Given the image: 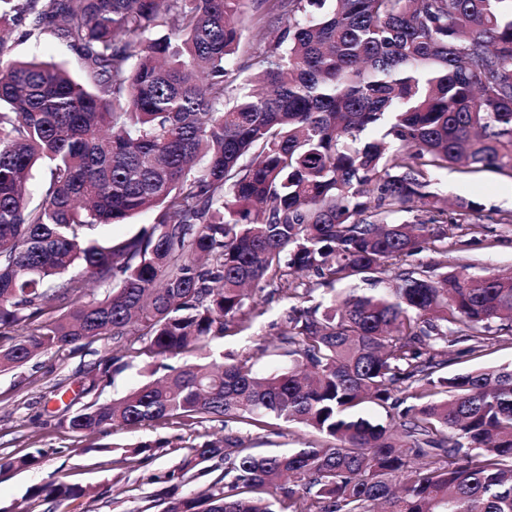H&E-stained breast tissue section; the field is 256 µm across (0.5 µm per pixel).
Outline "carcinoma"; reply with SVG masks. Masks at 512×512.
Wrapping results in <instances>:
<instances>
[{
  "label": "carcinoma",
  "mask_w": 512,
  "mask_h": 512,
  "mask_svg": "<svg viewBox=\"0 0 512 512\" xmlns=\"http://www.w3.org/2000/svg\"><path fill=\"white\" fill-rule=\"evenodd\" d=\"M244 2L0 0V370L110 339L102 374L145 356L154 379L86 404L75 433L216 416L328 439H207L166 479L220 454L224 476L162 512H512V363L444 374L512 332V273L448 269V199L428 190L450 166L512 174V0H259L261 47L240 63ZM19 27L86 78L10 58ZM146 212L127 238L92 236ZM425 249L441 272L402 268ZM301 272L373 288L291 307L285 368L218 360L211 344L263 315L247 289L308 302ZM91 282L112 289L86 301ZM188 351L201 360L165 363ZM239 435L256 453L266 454L298 448L300 442L317 439V436L309 433L297 424H281L274 431L257 429L250 425L233 424Z\"/></svg>",
  "instance_id": "cac0c4a2"
}]
</instances>
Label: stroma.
<instances>
[{
    "mask_svg": "<svg viewBox=\"0 0 512 512\" xmlns=\"http://www.w3.org/2000/svg\"><path fill=\"white\" fill-rule=\"evenodd\" d=\"M12 56H37L63 64L75 77L84 75L76 55L47 35L15 40ZM431 188L483 207L472 223L447 224L449 265L468 266L478 275L512 270V231L494 225L499 215L512 212V175L451 168L436 172ZM254 299L263 316L212 347L239 360L254 358L256 369L262 371L287 366V357L271 354L270 349L287 327L288 304L268 289L255 292ZM111 352V342L99 341L74 350L43 352L26 364L0 371V461L28 453L37 457L29 468L0 471V512H161L158 500L169 489L163 476L181 466L189 446L223 434L220 418L117 427L92 437L72 432L67 421L84 404L121 398L148 379L142 364L135 363L90 387L88 367ZM237 431L261 454L296 448L310 438L297 424L271 431L241 424ZM145 441L153 442V449L136 453V446ZM51 482L89 486L93 493L57 502L31 500L33 487Z\"/></svg>",
    "mask_w": 512,
    "mask_h": 512,
    "instance_id": "35a3bbf8",
    "label": "stroma"
}]
</instances>
